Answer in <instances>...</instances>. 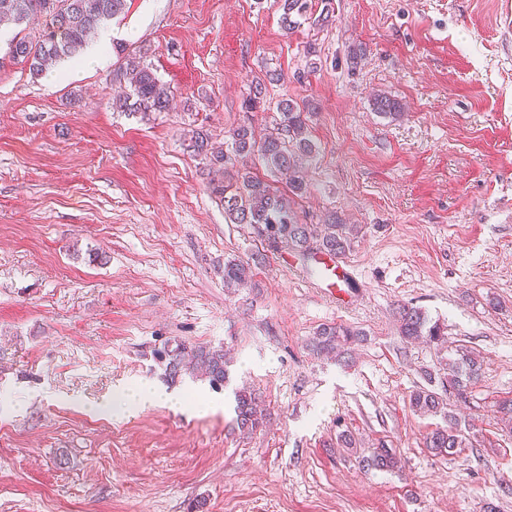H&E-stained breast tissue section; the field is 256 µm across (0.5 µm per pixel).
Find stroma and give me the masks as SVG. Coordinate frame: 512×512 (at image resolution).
Listing matches in <instances>:
<instances>
[{
  "label": "stroma",
  "instance_id": "stroma-1",
  "mask_svg": "<svg viewBox=\"0 0 512 512\" xmlns=\"http://www.w3.org/2000/svg\"><path fill=\"white\" fill-rule=\"evenodd\" d=\"M105 67L34 79L0 31V512H512V0H332L322 29L285 31L274 0H129ZM144 49L167 112L112 108L120 47ZM318 70L297 80L307 47ZM282 73L268 102L304 108L315 147L300 218L336 212L361 231L342 297L310 258L229 224L183 135L227 146L251 120L253 74ZM382 94L401 116L374 111ZM249 263L248 287L224 262ZM414 306L449 348L483 358L469 402L449 403L469 447L437 457L410 393L442 389L447 350L405 342ZM325 324L366 332L345 360L316 355ZM176 340L224 350L226 388L170 381ZM148 383L202 391L114 418L96 405ZM257 389L263 427L235 422ZM361 446L337 445L340 431ZM390 470L363 468L378 444ZM251 269L236 259L224 262V286L226 288H245L251 281Z\"/></svg>",
  "mask_w": 512,
  "mask_h": 512
}]
</instances>
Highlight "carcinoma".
<instances>
[{
	"mask_svg": "<svg viewBox=\"0 0 512 512\" xmlns=\"http://www.w3.org/2000/svg\"><path fill=\"white\" fill-rule=\"evenodd\" d=\"M281 24L287 31L303 19L315 28L332 22L333 11L326 0L320 13L312 11L311 0H277ZM128 0H0V29H26L27 23L42 17L45 27L35 40L24 35L12 38L11 57L28 66L32 78L44 75L64 59L75 58L104 25L125 13ZM116 79L127 84L128 91L112 102L121 112H166L172 100L171 92L143 61L141 51L124 56L116 72ZM279 81V74L267 71L254 78L245 100V111L251 112L266 101L268 86ZM375 110L394 117L398 103L386 96L374 99ZM278 119L271 132L256 135L252 123L245 121L232 130L231 150L225 152L213 147L207 133L196 130L188 139V148L205 161L204 172L208 188L224 206V214L232 224H247L254 234L276 246L282 244L299 254L313 252L340 257L350 249L356 226L336 221V213L325 216L321 224L301 222L295 209V198L307 192L304 159L312 153V144L304 137L305 119L297 102L283 98L276 104ZM257 157L271 174L286 177L288 191L282 192L268 180L259 178L246 165V160ZM250 266L236 259L224 262V286L245 288L251 281ZM399 334L407 342L422 340L429 343L445 341L444 327L428 324L424 313L412 306L398 311ZM362 334L345 325H326L320 328L313 343L318 354L340 355L349 345L360 340ZM156 355L164 360L165 371L174 381L179 377L202 375L215 389L224 386L226 362L224 352L202 346H190L181 341L167 342ZM484 361L474 353L456 349L448 356V390L466 395L472 385L481 380ZM412 410L420 415H435L447 409L448 403L439 392L419 388L410 394ZM235 414L238 426L254 432L263 426L261 400L253 389L236 392ZM467 439L451 423L438 427L424 437V447L437 456L464 448ZM367 468L387 469L397 466L398 460L390 449L380 445L372 455L362 459Z\"/></svg>",
	"mask_w": 512,
	"mask_h": 512,
	"instance_id": "cac0c4a2",
	"label": "carcinoma"
}]
</instances>
